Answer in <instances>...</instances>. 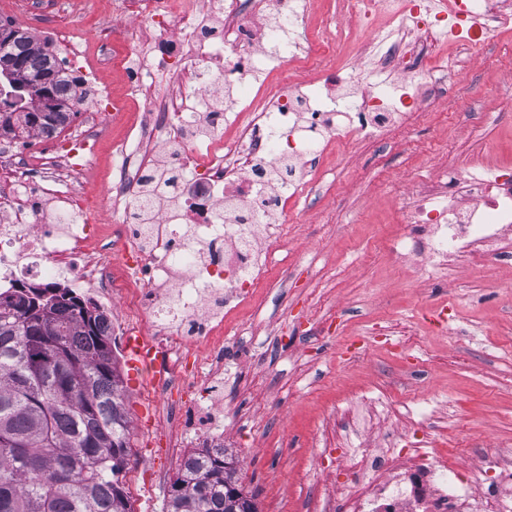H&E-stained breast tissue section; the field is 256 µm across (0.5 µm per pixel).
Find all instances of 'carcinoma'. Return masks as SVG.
Instances as JSON below:
<instances>
[{
  "instance_id": "1",
  "label": "carcinoma",
  "mask_w": 512,
  "mask_h": 512,
  "mask_svg": "<svg viewBox=\"0 0 512 512\" xmlns=\"http://www.w3.org/2000/svg\"><path fill=\"white\" fill-rule=\"evenodd\" d=\"M0 128L18 122L49 135L64 127L76 78L24 29L0 40ZM50 79L67 108L45 120L26 111ZM106 316L64 287H21L0 295V512H133L114 476L129 438L123 381ZM258 512L234 480L224 449L189 455L173 482L167 512Z\"/></svg>"
}]
</instances>
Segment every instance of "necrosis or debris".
Instances as JSON below:
<instances>
[{
    "mask_svg": "<svg viewBox=\"0 0 512 512\" xmlns=\"http://www.w3.org/2000/svg\"><path fill=\"white\" fill-rule=\"evenodd\" d=\"M309 0H118L125 23L116 36L149 43L128 72L144 97L140 143H158L163 158L121 164L106 197L91 199L79 180L95 142L108 135L98 97L84 123L58 134L39 156L0 142V289L23 281L54 284L63 275L94 293L104 311L128 306L129 322L108 319L119 336L141 335L150 322L162 338L164 384L205 377L222 367L224 340L238 335L230 312L251 303L287 233L289 203L322 163L329 144L388 137L418 107L430 106L444 62L434 51L448 34L468 49L512 28V0H344L362 47L344 72L323 68L327 96L308 81L242 95L265 69L335 56L332 31L298 44L290 26L305 21ZM387 16L390 32L373 28ZM392 71L405 77L389 100L367 85ZM179 92L167 101L147 93L154 75ZM225 90L224 99L213 98ZM390 252L422 277L460 264L482 271L512 257V169L465 161L452 172L412 185ZM120 224L119 236L97 237L99 212ZM124 252L120 273L111 257ZM207 342L215 354L184 371L187 345ZM355 476L320 497L314 512H512V448L486 454L472 468L463 449L358 448L336 457Z\"/></svg>",
    "mask_w": 512,
    "mask_h": 512,
    "instance_id": "4bbe7bcc",
    "label": "necrosis or debris"
}]
</instances>
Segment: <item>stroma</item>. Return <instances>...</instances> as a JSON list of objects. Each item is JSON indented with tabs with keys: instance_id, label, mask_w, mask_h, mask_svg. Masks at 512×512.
Segmentation results:
<instances>
[{
	"instance_id": "1",
	"label": "stroma",
	"mask_w": 512,
	"mask_h": 512,
	"mask_svg": "<svg viewBox=\"0 0 512 512\" xmlns=\"http://www.w3.org/2000/svg\"><path fill=\"white\" fill-rule=\"evenodd\" d=\"M113 0H43L40 17L30 0H0V20L27 29L37 43L76 42L82 56L69 63L73 76L98 73V85L117 98L123 119L112 126L81 186L104 193L112 183L115 145L131 143L139 110L123 76L131 46H105L103 27L113 22ZM340 31L349 20L342 0H311L307 21L296 26L298 42L316 36L327 21ZM456 78L468 90L448 92L412 117L387 145H331L321 175L293 200V224L284 241L288 269L268 274L254 302L234 317L250 328L224 345V435L241 488L255 494L259 512H306L308 500L336 475L314 460L315 440L343 448L356 441L344 426L347 400L377 397L368 438L388 445L394 428L412 426L409 416L386 423L397 398L396 367L412 359L420 374L412 393L423 412L425 448H455L473 441L512 445V260L487 268L499 280L484 287L468 266L416 284L411 269L394 264L383 240L399 225L400 186L481 157L512 165V31L499 32L477 56L458 39L443 44ZM113 65H104L105 55ZM476 112L499 113L475 124ZM421 336L409 356L386 350V336ZM131 420L129 448L118 479L134 512H165L169 490L187 449L172 446L180 417L195 405L197 388L159 391L150 383H125Z\"/></svg>"
}]
</instances>
